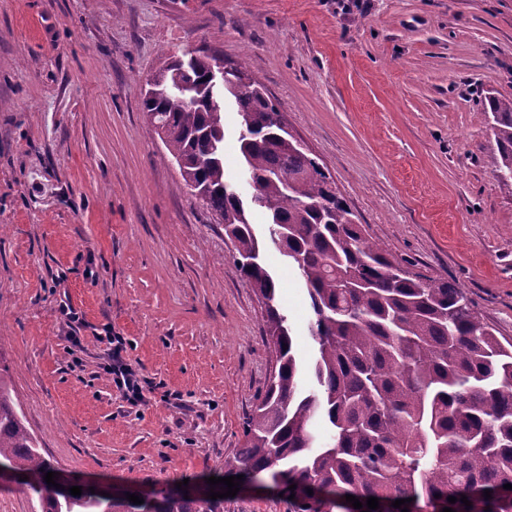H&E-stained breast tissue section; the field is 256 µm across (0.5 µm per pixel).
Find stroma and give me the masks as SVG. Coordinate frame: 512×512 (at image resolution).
<instances>
[{"label": "stroma", "instance_id": "stroma-1", "mask_svg": "<svg viewBox=\"0 0 512 512\" xmlns=\"http://www.w3.org/2000/svg\"><path fill=\"white\" fill-rule=\"evenodd\" d=\"M340 2L0 0V364L60 473L153 495L224 476L271 373L223 225L146 131L143 86L173 55L246 67L366 235L512 342V194L484 108L512 98V0ZM264 260L309 365L308 293ZM111 336L146 403L106 372ZM224 512L291 507L244 485Z\"/></svg>", "mask_w": 512, "mask_h": 512}]
</instances>
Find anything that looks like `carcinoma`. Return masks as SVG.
I'll list each match as a JSON object with an SVG mask.
<instances>
[{
  "label": "carcinoma",
  "instance_id": "carcinoma-1",
  "mask_svg": "<svg viewBox=\"0 0 512 512\" xmlns=\"http://www.w3.org/2000/svg\"><path fill=\"white\" fill-rule=\"evenodd\" d=\"M186 83L143 98L152 132L187 186L224 219L233 261L251 281L262 310L275 369L244 427L245 444L224 468L246 479L264 476L289 495L295 512H385L396 499L419 512L438 499L455 512H512V343L501 342L453 283L411 274L366 237L326 174L275 124L279 109L247 71L233 67L210 86L216 57L186 53ZM234 99L238 149L255 185L245 201L224 176V108L208 97ZM493 118L497 180L512 191V99L485 103ZM265 215L269 238L302 279L313 310L314 388L301 389L288 316L263 262L264 246L250 215ZM323 420V443L315 423ZM37 498L41 512H223L224 499L163 492L134 504L82 487L63 496L44 475L57 468L39 451L0 367V472ZM296 488H291V485ZM318 484L327 496L307 490ZM491 498L484 497V490ZM370 496L380 508H353ZM467 496L471 506L459 498ZM458 498L451 504L448 497Z\"/></svg>",
  "mask_w": 512,
  "mask_h": 512
}]
</instances>
